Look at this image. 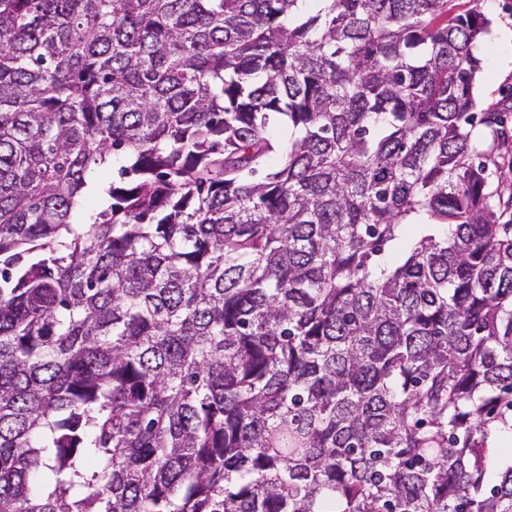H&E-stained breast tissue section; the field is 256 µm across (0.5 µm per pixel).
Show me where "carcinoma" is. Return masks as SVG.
<instances>
[{"label": "carcinoma", "mask_w": 512, "mask_h": 512, "mask_svg": "<svg viewBox=\"0 0 512 512\" xmlns=\"http://www.w3.org/2000/svg\"><path fill=\"white\" fill-rule=\"evenodd\" d=\"M471 2L0 0V512H512Z\"/></svg>", "instance_id": "carcinoma-1"}]
</instances>
